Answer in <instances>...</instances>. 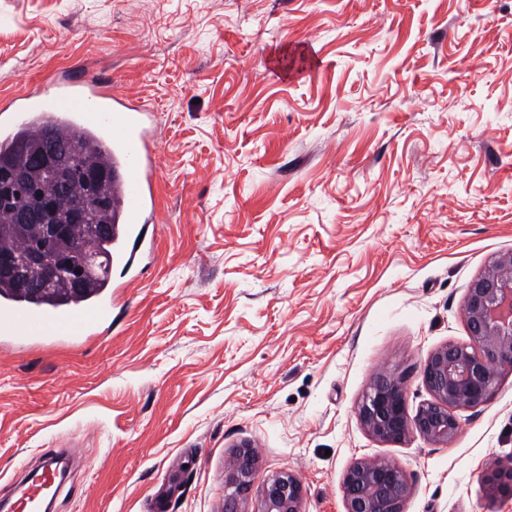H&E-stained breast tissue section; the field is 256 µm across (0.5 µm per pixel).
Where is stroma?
Listing matches in <instances>:
<instances>
[{"instance_id":"35a3bbf8","label":"stroma","mask_w":512,"mask_h":512,"mask_svg":"<svg viewBox=\"0 0 512 512\" xmlns=\"http://www.w3.org/2000/svg\"><path fill=\"white\" fill-rule=\"evenodd\" d=\"M70 71L152 111L156 248L108 332L0 341V501L74 446L52 512H224L248 441L303 512H346L375 458L404 512H512L482 482L512 461V372L445 445L358 416L380 372L429 400L512 251V0H0V107ZM346 512H403L409 494L406 475L389 459L357 461L343 479Z\"/></svg>"}]
</instances>
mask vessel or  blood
<instances>
[{
    "mask_svg": "<svg viewBox=\"0 0 512 512\" xmlns=\"http://www.w3.org/2000/svg\"><path fill=\"white\" fill-rule=\"evenodd\" d=\"M149 109L112 93L106 81L70 74L55 83L52 96L27 93L12 100L0 115V149H8L22 129L46 128L67 131L80 126L94 132L106 155L115 156L121 171L118 183L120 214L124 225L117 229L120 276L132 281L142 273L141 262L153 253L157 145L147 126ZM112 291L102 290L92 301L75 307L52 309L26 304L11 297L0 300V335L59 341L93 337L95 329L112 315ZM73 450L44 454L34 491L19 505V512H40L49 490L47 478L61 460H73Z\"/></svg>",
    "mask_w": 512,
    "mask_h": 512,
    "instance_id": "1",
    "label": "vessel or blood"
}]
</instances>
